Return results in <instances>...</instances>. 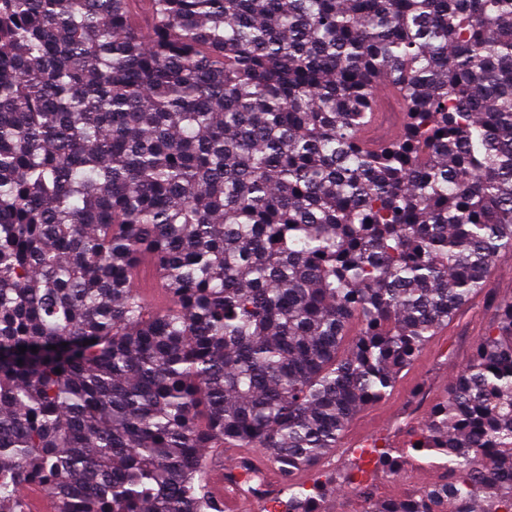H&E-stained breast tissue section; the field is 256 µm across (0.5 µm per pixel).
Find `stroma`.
Masks as SVG:
<instances>
[{"label": "stroma", "instance_id": "35a3bbf8", "mask_svg": "<svg viewBox=\"0 0 512 512\" xmlns=\"http://www.w3.org/2000/svg\"><path fill=\"white\" fill-rule=\"evenodd\" d=\"M512 301V251L492 262L484 290L474 295L454 319L434 336L417 361L401 373L392 393L363 407L347 426L336 452L315 469L301 472L306 482L336 470L347 473L360 465V447L371 442L400 445L408 427L421 422L467 363L476 344L496 317L498 304ZM424 384L426 396L415 393Z\"/></svg>", "mask_w": 512, "mask_h": 512}]
</instances>
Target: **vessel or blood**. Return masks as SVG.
Masks as SVG:
<instances>
[{
	"mask_svg": "<svg viewBox=\"0 0 512 512\" xmlns=\"http://www.w3.org/2000/svg\"><path fill=\"white\" fill-rule=\"evenodd\" d=\"M404 104L397 88L391 84H381L375 93L371 119L361 132V144L369 150H376L395 139L401 129L400 122L393 120V112L403 111ZM139 292L147 305L162 309L168 305V295L157 279L151 262L140 266ZM243 459L252 461L258 467H265L262 453L237 449L230 452L220 448L208 451L206 458V491L217 512H254L256 500L224 482V474ZM27 512H57L56 501L44 490L30 488L23 493Z\"/></svg>",
	"mask_w": 512,
	"mask_h": 512,
	"instance_id": "b4317fda",
	"label": "vessel or blood"
}]
</instances>
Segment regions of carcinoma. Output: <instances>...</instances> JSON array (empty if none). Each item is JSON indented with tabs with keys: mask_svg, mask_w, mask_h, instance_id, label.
<instances>
[{
	"mask_svg": "<svg viewBox=\"0 0 512 512\" xmlns=\"http://www.w3.org/2000/svg\"><path fill=\"white\" fill-rule=\"evenodd\" d=\"M381 80L407 121L370 152ZM502 251L512 0H0V512L28 485L58 512H210L219 446L325 512L297 472ZM408 435L376 464L439 481L364 484L361 512H512V301ZM139 292L147 305L153 309H163L168 306V295L157 279L154 267L150 261H144L140 265Z\"/></svg>",
	"mask_w": 512,
	"mask_h": 512,
	"instance_id": "1",
	"label": "carcinoma"
}]
</instances>
